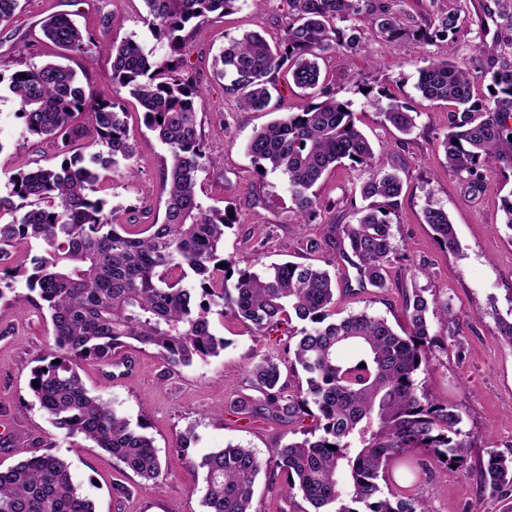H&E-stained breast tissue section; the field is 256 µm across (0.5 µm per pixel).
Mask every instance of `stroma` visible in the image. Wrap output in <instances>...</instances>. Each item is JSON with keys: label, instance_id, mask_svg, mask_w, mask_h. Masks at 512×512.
<instances>
[{"label": "stroma", "instance_id": "1", "mask_svg": "<svg viewBox=\"0 0 512 512\" xmlns=\"http://www.w3.org/2000/svg\"><path fill=\"white\" fill-rule=\"evenodd\" d=\"M396 4L416 18L454 12L457 33L450 44H394L371 29L362 54L353 62L337 52L325 54L321 67L330 85L339 98L350 102L378 163L396 171L403 182L400 205L390 216L396 251L385 288L358 289L357 271L343 256L329 271L336 277L337 290L347 294L337 308L339 315L365 311L386 318L396 329L406 324L404 292L410 286L451 300L459 318V344L437 353L423 382L439 402L456 406L462 429L472 436L471 460L476 463L487 449L512 450V344L499 337L495 323L496 317H512V230L506 228L501 208L503 198L512 194V178L490 175L472 187L466 177L448 172L440 143L448 131L449 108L424 100L416 82L426 61L447 57L477 69L475 92L489 97L493 72L512 65V29L499 17L494 0ZM56 13L69 14L82 30L106 35L114 44L134 40L155 56L169 53L167 42L157 40L144 22L143 0H22L15 17L0 23V197L9 195V177L18 164L57 166L67 156L52 141L26 133L15 115L6 78L24 64L62 62L76 71L94 96L122 104L128 135L143 147L134 176L109 183L113 203L122 207L120 223L162 216L164 168L170 162L167 146L145 125L137 101L114 86L109 54L66 58L44 37L41 22ZM288 22L285 0H266L259 9L248 2L232 15L195 28L179 57L181 70L203 92L197 103L198 121L205 150L217 160L200 172L198 194L204 205L234 207L237 222L225 232L224 259L236 269L258 262L323 263L321 253L307 252L303 246L305 239L320 237L323 224L300 223L285 178L278 173L257 175L246 151L257 130L281 113L297 111L309 102V95L283 74L277 111H243L215 75L214 59L228 38L257 30L273 42ZM364 74L416 111L412 134L402 135L386 124L368 102L359 83ZM367 177V172L346 164L323 176L315 190L335 205L323 223L351 221L353 210L364 205L360 186ZM428 207L447 211L460 255L448 253L437 242L424 221ZM14 288L16 299L0 301V469L14 465L20 449L52 445L70 462L74 483L93 501L96 512H204V471L199 465H178L158 480L144 481L91 443L64 439L52 426L29 391L33 369L52 349L50 316L28 300L24 281H17ZM213 327L228 345L209 366L184 367L171 374L152 350L128 348L122 355L131 366L122 376L113 377L111 368L91 361L82 362L80 375L91 394L113 401L130 422L145 423L160 457L172 456L177 438L188 433L195 435L200 455L241 444L268 457L270 448L292 437L293 425L237 415L227 406L250 391L249 357L284 354L289 339L280 330L258 335L230 318L214 319ZM392 477L431 512H502V501L484 493L474 471L442 472L427 464L410 476L397 462ZM116 483L128 487L127 496L114 498Z\"/></svg>", "mask_w": 512, "mask_h": 512}]
</instances>
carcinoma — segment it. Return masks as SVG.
Segmentation results:
<instances>
[{
  "label": "carcinoma",
  "instance_id": "1",
  "mask_svg": "<svg viewBox=\"0 0 512 512\" xmlns=\"http://www.w3.org/2000/svg\"><path fill=\"white\" fill-rule=\"evenodd\" d=\"M144 3L145 21L158 39L167 40V58L153 56L135 41L119 46L98 41L66 14L45 19L42 29L69 54L107 52L113 84L137 100L146 125L168 146V197L161 221L117 224L120 206L97 196L107 190L101 174L130 177L141 154L129 139L118 103L94 98L76 72L60 63L32 64L10 77L16 112L28 134L65 148L86 137V127L78 122L83 115L96 133L87 153L56 167H20L11 174V195L21 204L0 198V300L14 292L16 278L24 277L52 324L53 351L32 371V379L39 380V387L29 386L32 397L64 438L88 440L141 479L157 480L169 472L171 461L160 458L144 426H132L89 392L78 362L126 368L117 352L135 342L170 367L207 365L227 346L212 331V315L231 317L261 333L288 315L304 324L293 333L296 341L288 351L306 387L288 391L281 360L256 355L247 373L259 396H240L229 409L246 415L265 410L290 423L309 417L314 425L302 437L271 449L266 459L240 444L204 454L205 512H264L254 502L263 471L279 477L281 497H300L311 512H429L387 475L394 462L416 454L445 470H470L472 440L461 428L462 417L418 380L430 370L435 350H448L432 323L440 319L456 329L450 300L429 298L421 288L405 292L408 328L399 333L385 318L366 311L334 318L341 299L336 279L322 267L293 262L238 271L229 264L219 267L235 210L206 207L196 193L198 172L211 161L196 117L201 92L172 56L185 48L186 28L232 14L244 0ZM287 5L294 20L280 41L272 44L252 31L224 43L216 59L218 75L227 80L224 93L245 110L264 111L279 92L283 70L295 87L318 90L317 101L256 131L247 152L263 171L286 177L303 224L317 222L327 211L314 190L327 172L346 161L368 172L360 195L371 203L353 209L354 222L327 224L320 238H308L304 246L310 252L340 248L351 253L359 282L382 289L395 254L389 215L399 204L401 178L377 164L351 104L324 84L319 60L330 50H361L366 20L387 42L426 43L455 34L456 14L438 13L421 24L398 15L391 0H287ZM492 81L493 98L479 102L466 67L447 59L419 69L422 98L452 106L441 142L446 167L472 177L474 184L483 170L512 174V66L496 71ZM372 103L397 131L412 132L415 116L409 107L383 90ZM424 217L437 242L459 252L448 213L430 207ZM31 241L40 245L41 255L28 269L17 253ZM189 270L199 277L202 301L197 305L192 290L181 286ZM348 347L359 351L358 360L344 359ZM479 478L490 497H511L512 451H488L479 462ZM0 512H95V507L73 482L64 456L26 448L17 464L0 470Z\"/></svg>",
  "mask_w": 512,
  "mask_h": 512
}]
</instances>
